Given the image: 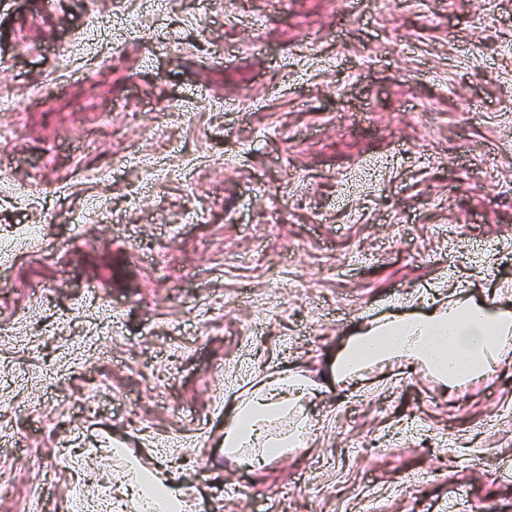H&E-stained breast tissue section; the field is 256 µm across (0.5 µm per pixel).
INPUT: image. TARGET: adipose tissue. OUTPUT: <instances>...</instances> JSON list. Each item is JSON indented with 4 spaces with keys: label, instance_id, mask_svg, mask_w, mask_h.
<instances>
[{
    "label": "adipose tissue",
    "instance_id": "ef3b65f1",
    "mask_svg": "<svg viewBox=\"0 0 512 512\" xmlns=\"http://www.w3.org/2000/svg\"><path fill=\"white\" fill-rule=\"evenodd\" d=\"M511 357L512 313L461 300L362 327L339 350L332 370L346 380L367 366L403 359L427 367L453 390ZM314 389L308 377L279 370L251 380L234 396L233 415L224 426L225 450L261 460L304 447L308 426L300 410L304 395ZM290 415L294 423L276 429V422Z\"/></svg>",
    "mask_w": 512,
    "mask_h": 512
}]
</instances>
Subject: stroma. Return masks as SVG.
<instances>
[{
	"label": "stroma",
	"mask_w": 512,
	"mask_h": 512,
	"mask_svg": "<svg viewBox=\"0 0 512 512\" xmlns=\"http://www.w3.org/2000/svg\"><path fill=\"white\" fill-rule=\"evenodd\" d=\"M0 239V512L98 500L117 447L186 512H512V362L330 374L428 298L512 311V0H0ZM272 369L310 433L249 467ZM315 388L308 377L279 370L251 379L233 397V415L224 426L225 450L261 462L288 448L305 447L308 426L301 416L302 398ZM288 414L297 415L294 423L287 430L274 428Z\"/></svg>",
	"instance_id": "35a3bbf8"
}]
</instances>
